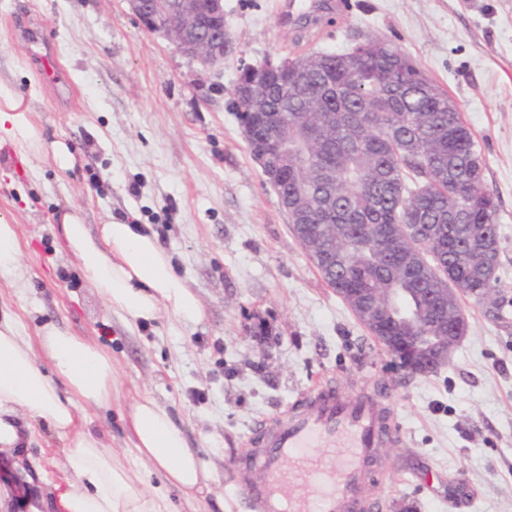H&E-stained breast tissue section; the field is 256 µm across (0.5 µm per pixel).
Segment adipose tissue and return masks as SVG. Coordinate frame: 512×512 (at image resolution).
I'll use <instances>...</instances> for the list:
<instances>
[{
	"label": "adipose tissue",
	"instance_id": "1",
	"mask_svg": "<svg viewBox=\"0 0 512 512\" xmlns=\"http://www.w3.org/2000/svg\"><path fill=\"white\" fill-rule=\"evenodd\" d=\"M5 144L22 154L46 151L63 171L76 163L66 142H42L11 100L0 107V146ZM60 220L66 249L82 261L86 279L127 327L163 314L182 323L201 317L197 295L175 274L154 236L113 220L91 232L74 209ZM114 373L111 356L82 337L46 326L32 338L22 335L12 317L1 318L0 471L18 467L11 448L26 432L11 417L22 413L67 441V462L76 479L59 492L62 512H171L166 495L146 499L138 493L132 479L114 465L103 440L86 425L85 406L110 399ZM129 418L141 458L167 485L196 499L210 476L169 412L144 397L133 403Z\"/></svg>",
	"mask_w": 512,
	"mask_h": 512
}]
</instances>
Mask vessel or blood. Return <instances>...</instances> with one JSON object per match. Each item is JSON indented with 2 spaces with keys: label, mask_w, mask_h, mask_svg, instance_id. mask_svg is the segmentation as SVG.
Returning a JSON list of instances; mask_svg holds the SVG:
<instances>
[{
  "label": "vessel or blood",
  "mask_w": 512,
  "mask_h": 512,
  "mask_svg": "<svg viewBox=\"0 0 512 512\" xmlns=\"http://www.w3.org/2000/svg\"><path fill=\"white\" fill-rule=\"evenodd\" d=\"M400 437L381 394L326 382L255 434L235 485L251 512H377V450Z\"/></svg>",
  "instance_id": "b4317fda"
}]
</instances>
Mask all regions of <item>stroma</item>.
<instances>
[{
	"instance_id": "stroma-1",
	"label": "stroma",
	"mask_w": 512,
	"mask_h": 512,
	"mask_svg": "<svg viewBox=\"0 0 512 512\" xmlns=\"http://www.w3.org/2000/svg\"><path fill=\"white\" fill-rule=\"evenodd\" d=\"M317 24L282 23L279 0H224L234 52L206 69L147 32L127 0H0V89L31 109L43 141L77 166L0 147V216L14 224L25 293L0 272V311L36 336L51 324L103 347L111 399L86 409L115 465L146 496L181 493L138 457L133 398L165 406L212 474L200 512H247L233 484L255 421L273 420L318 381L392 389L403 442L379 450L381 512H512V0H347ZM400 46L459 104L498 200L500 309L461 297L467 332L449 362L404 376L296 241L235 115L241 63ZM56 58L45 80L38 60ZM112 218L151 231L202 317L128 329L62 249L54 218ZM66 441L48 427L19 449L23 476L66 485Z\"/></svg>"
}]
</instances>
